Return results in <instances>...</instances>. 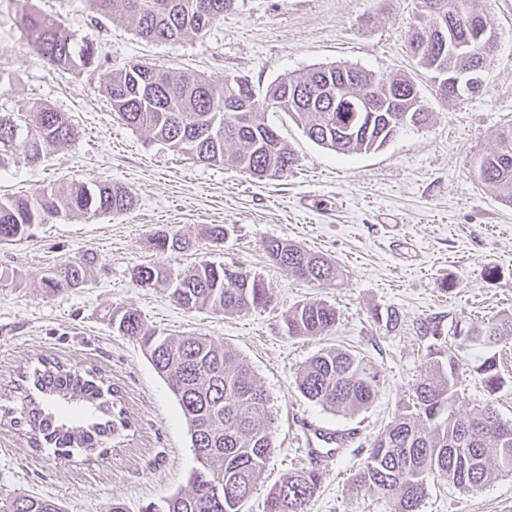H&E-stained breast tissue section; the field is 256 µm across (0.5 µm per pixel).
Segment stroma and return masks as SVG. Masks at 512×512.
I'll use <instances>...</instances> for the list:
<instances>
[{
	"label": "stroma",
	"mask_w": 512,
	"mask_h": 512,
	"mask_svg": "<svg viewBox=\"0 0 512 512\" xmlns=\"http://www.w3.org/2000/svg\"><path fill=\"white\" fill-rule=\"evenodd\" d=\"M475 5L499 33L486 86L444 100L409 50L418 0H236L201 35L177 43L141 39L120 17L94 21L88 0H0V112L43 103L66 113L75 129L45 163L15 150L0 168V196L112 181L136 199L124 214L64 215L0 243V405H11L18 373L48 356L100 368L131 420L114 437L111 456L90 464L32 451L24 431L0 422V491L53 498L65 512H102L115 500L142 512L187 491L196 460L179 404L138 343L108 320L111 311L133 308L160 333L198 334L235 350L269 395L275 450L243 512H264L270 489L308 466L306 422L358 432L351 448L324 463L308 512H390L385 498L352 487L373 439L411 405L415 380L431 352L454 345L457 322L512 314V205L472 171L512 125V0ZM30 8L77 43L92 44L94 63L44 65L19 23ZM136 61L257 89L321 65L409 72L432 118L378 151L343 155L310 140L288 114L269 113L298 163L284 177L258 180L228 164L197 162L119 118L105 85ZM208 224L226 225L224 242L202 239ZM164 231L190 239L191 249L157 255L152 240ZM270 239L323 255L338 277L296 279L267 258ZM86 256L94 260L86 286L59 295L42 290L43 273ZM157 260L182 274L202 260L238 267L263 278L273 300L238 315L185 312L163 287L132 280L133 266ZM309 300L336 307L334 333L289 335V310ZM389 309L398 313L393 328L381 319ZM329 348L377 368L381 392L369 409L336 414L299 391L304 367ZM464 355L457 410L491 398L475 368L493 355L505 380L493 398L512 421V342L493 350L470 345ZM421 512H512V474L492 472L470 490L429 485Z\"/></svg>",
	"instance_id": "1"
}]
</instances>
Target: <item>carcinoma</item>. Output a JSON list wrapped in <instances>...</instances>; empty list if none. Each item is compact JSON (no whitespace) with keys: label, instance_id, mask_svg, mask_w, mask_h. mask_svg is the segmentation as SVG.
<instances>
[{"label":"carcinoma","instance_id":"obj_1","mask_svg":"<svg viewBox=\"0 0 512 512\" xmlns=\"http://www.w3.org/2000/svg\"><path fill=\"white\" fill-rule=\"evenodd\" d=\"M89 0L95 17L116 13L129 19L136 34L148 41L178 42L200 34L231 10L235 0ZM471 0H435L437 14L425 26H416L410 42L435 41L447 27L468 40L486 17L470 7ZM28 46L44 63L59 68L85 67L94 61L90 44L75 46L73 36L55 19L39 12L21 17ZM417 66L432 74L438 69L479 67L488 71L490 59H461L451 52L431 49L415 57ZM372 88L409 113L414 126L426 123L430 112L420 103L411 75H379L357 66L317 67L300 76L271 83L263 92L238 81L216 84L191 74H172L155 65L135 62L112 74L105 95L112 110L127 125L208 165L230 164L253 178H273L278 170L293 168L297 156L268 122L267 114L282 111L314 142L337 153L375 151L402 132L399 112H355L346 97L364 95ZM74 137L68 117L47 106L0 113V167L19 145L32 163ZM481 183L492 186L501 201L512 204V126L498 135L495 150L476 162ZM134 205L125 187L105 183H72L61 190L43 189L29 195L0 198V241H17L35 224L63 214H121ZM160 254L189 248L177 233L154 239ZM264 250L275 265L307 282H331L336 266L327 258L286 239H271ZM93 260L60 265L41 277L49 293L83 286ZM132 278L161 285L189 313H246L264 308L272 293L263 279L235 266L203 261L184 276L172 275L161 263L137 265ZM112 327L140 343L157 372L168 381L191 435L199 467L190 490L166 500L165 512H242L261 479L273 450L270 398L250 364L233 350L201 336H171L146 327L140 314L128 309L109 314ZM339 314L322 301H307L288 314V333L315 337L336 330ZM491 325L492 345L512 339V314L489 323L468 322L483 330ZM460 349L448 350L447 364L432 362L413 386L412 410L391 421L374 439L367 460L353 478L356 490L374 492L392 501L394 512H419L428 483L443 481L460 489L481 486L490 466L512 473V425L503 423L493 401L466 413L456 411L460 393ZM481 383L491 396L504 386L496 357L477 367ZM301 393L335 413L352 414L368 408L380 392L378 371L364 359L340 349L314 356L298 379ZM15 406L3 414L31 432L32 447L54 455L87 460L108 452L110 439L130 427L117 407L119 392L94 369L67 366L41 359L19 375ZM85 407L79 425L59 417L60 403ZM322 472L312 465L288 475L267 495L264 512H307L321 484ZM0 512H63L50 498L9 494Z\"/></svg>","mask_w":512,"mask_h":512}]
</instances>
